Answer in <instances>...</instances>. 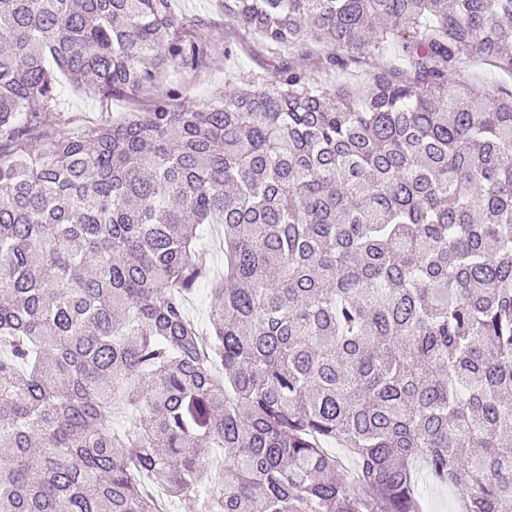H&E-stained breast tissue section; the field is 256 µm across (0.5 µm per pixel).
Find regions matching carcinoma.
Returning a JSON list of instances; mask_svg holds the SVG:
<instances>
[{
  "mask_svg": "<svg viewBox=\"0 0 512 512\" xmlns=\"http://www.w3.org/2000/svg\"><path fill=\"white\" fill-rule=\"evenodd\" d=\"M221 7L271 76L74 137L43 132L57 74L121 96L205 62L206 27L0 0V512H423L418 462L512 512V84L456 81L512 77V0ZM367 47L404 64L361 77ZM200 246L208 256L211 270L209 276L201 279L193 292L186 297L185 308L187 315L197 324L200 332L205 331L206 336H209L211 290L215 286V281L224 273L223 226L221 224L206 225Z\"/></svg>",
  "mask_w": 512,
  "mask_h": 512,
  "instance_id": "obj_1",
  "label": "carcinoma"
}]
</instances>
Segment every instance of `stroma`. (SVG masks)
Here are the masks:
<instances>
[{
    "label": "stroma",
    "instance_id": "stroma-1",
    "mask_svg": "<svg viewBox=\"0 0 512 512\" xmlns=\"http://www.w3.org/2000/svg\"><path fill=\"white\" fill-rule=\"evenodd\" d=\"M174 9L197 18L208 28L215 47L210 59L194 70L167 68L158 72L154 83L143 90L106 98L88 89H78L68 81L55 86L54 103L46 115L44 130L52 136H87L113 119L130 112L144 111L150 97L176 91L175 106L194 108L218 97L229 77L246 80L272 71L273 58L266 45L253 36L241 35L225 19L218 0H172ZM200 246L210 262V274L201 279L185 300L186 312L199 330L210 331L211 290L224 271L223 227H204Z\"/></svg>",
    "mask_w": 512,
    "mask_h": 512
}]
</instances>
